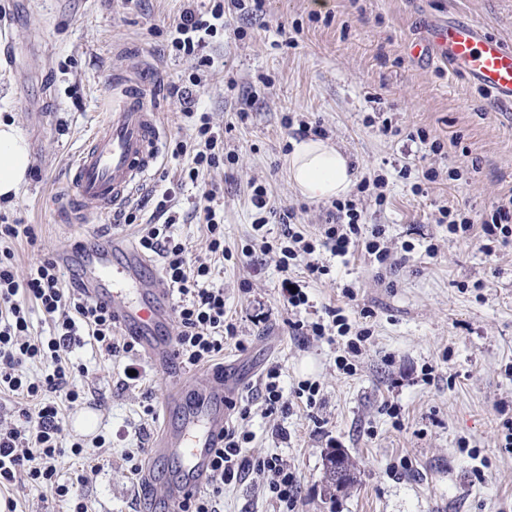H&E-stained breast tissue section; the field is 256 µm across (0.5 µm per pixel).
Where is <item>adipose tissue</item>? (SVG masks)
Listing matches in <instances>:
<instances>
[{
    "mask_svg": "<svg viewBox=\"0 0 512 512\" xmlns=\"http://www.w3.org/2000/svg\"><path fill=\"white\" fill-rule=\"evenodd\" d=\"M30 167L24 136L13 124L0 122V197L15 195ZM289 173L293 186L302 195L318 200L346 195L354 178L348 156L319 139L294 144Z\"/></svg>",
    "mask_w": 512,
    "mask_h": 512,
    "instance_id": "adipose-tissue-1",
    "label": "adipose tissue"
}]
</instances>
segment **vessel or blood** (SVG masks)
I'll list each match as a JSON object with an SVG mask.
<instances>
[{
  "label": "vessel or blood",
  "instance_id": "vessel-or-blood-1",
  "mask_svg": "<svg viewBox=\"0 0 512 512\" xmlns=\"http://www.w3.org/2000/svg\"><path fill=\"white\" fill-rule=\"evenodd\" d=\"M409 54L423 64L443 63L450 74L467 78L512 112V47L483 26L456 20L433 24L429 39L411 43ZM114 84L118 93L107 120L68 164L71 221L125 208L161 153L164 129L154 84L143 74L115 76ZM62 263L77 269L79 287L88 298L110 304L118 328L140 343L156 367L171 368L170 290L148 259L116 234L110 249L89 251L77 244L64 254ZM200 383L193 393L174 391L163 407V432L150 448L155 460L176 458L184 463L181 481L168 491L172 512H179L208 482L212 451L224 440L228 382L210 373Z\"/></svg>",
  "mask_w": 512,
  "mask_h": 512
}]
</instances>
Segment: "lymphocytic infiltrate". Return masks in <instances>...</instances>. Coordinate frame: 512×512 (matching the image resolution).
<instances>
[{
    "label": "lymphocytic infiltrate",
    "instance_id": "f902f5d3",
    "mask_svg": "<svg viewBox=\"0 0 512 512\" xmlns=\"http://www.w3.org/2000/svg\"><path fill=\"white\" fill-rule=\"evenodd\" d=\"M264 0H187L177 22L169 31L170 47L175 55L192 60L195 72L188 85L174 88L173 93L186 107L184 115L195 129L193 142L177 141L172 158L191 155L192 163L184 171L190 181H197L201 171L219 167L224 160V129L214 124L208 113L193 111V89L201 83V72L212 65L203 55L206 37L224 24L225 8H233L247 16L263 10ZM387 180L383 175L362 177L345 198L333 200L326 210L324 224L318 236H309L300 224L295 208L278 213L283 229L278 237L263 241L262 254H275L283 275L281 294L292 311L309 307V297L297 289L295 271L304 267L309 277L328 275L326 257L345 258L353 250L362 249L378 263H386L391 251L386 243L384 225L364 222V200H374L377 206L387 202ZM176 193L165 189L155 206L160 224L143 228L138 246L141 252L160 256L163 277L176 294L173 305L177 334L175 357L185 368L212 365L224 353V343L236 339L239 327L224 312V290L214 286V272L209 262L191 260L188 249L171 233L180 218ZM439 223L448 227L456 240L479 236L486 253L512 243V192L504 194L489 213L474 217L464 207H444L439 211ZM28 224H0V391H8L24 399L18 410L17 424L0 426V485L19 478L35 483H51L57 474L56 462L62 451L84 458L86 450L80 441L62 448L63 413L60 406L46 400V393H64L68 403L82 399L83 393L74 386L78 366L68 357L70 349L91 340L99 350L113 357L126 359L127 367L139 370L133 360L135 343L116 337L112 313L106 306L89 301L78 288L63 285L64 276L58 258L50 257L30 266L26 275H19L12 245L15 241L33 239ZM27 295L52 321L49 335L31 332L29 311L19 300ZM329 322L293 321L291 327L301 335L317 340L335 341L345 338L346 353L357 355L361 344L370 336L368 327L352 324L343 309H329ZM33 363L51 365L50 373L32 379L23 368ZM249 432L235 426L224 429V442L213 451L212 478L206 490L197 492L186 501L182 512H221L220 496L226 485L248 477L260 479L272 498L293 508L298 495L296 477L281 458L250 459L243 453L249 443Z\"/></svg>",
    "mask_w": 512,
    "mask_h": 512
}]
</instances>
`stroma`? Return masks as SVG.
Here are the masks:
<instances>
[{"label":"stroma","instance_id":"35a3bbf8","mask_svg":"<svg viewBox=\"0 0 512 512\" xmlns=\"http://www.w3.org/2000/svg\"><path fill=\"white\" fill-rule=\"evenodd\" d=\"M184 6L185 0H0V120L18 127L31 157L26 182L0 202V217L33 225L37 236L15 242L19 271L78 241L107 245L115 227L136 239L140 223L155 218L153 192L177 183L180 219L173 232L191 257H207L206 227L193 202L202 185L221 186L216 202L232 257L217 260L216 284L242 339L225 345L224 370L238 400L258 386L270 363L281 369L287 413L265 416L256 400L241 423L252 435L248 458L281 457L296 475L294 512H512V447L502 427L512 416V244L489 255L477 241L452 240L436 222L441 207L459 203L480 214L512 190V118L463 78L444 67L421 68L407 51L431 20L448 17L479 22L512 44V0H327L322 9L315 0H266L263 15L228 19L204 49L214 66L203 76L198 109L224 127V149L234 152V163L185 186L181 171L191 156H164L132 202L140 223L106 212L85 226L63 221L68 162L105 119L114 74L149 69L165 145L191 140L184 106L169 92L193 72L168 49L169 26ZM287 36L296 47H282ZM228 71L255 88L251 106L226 90ZM242 108L249 113L244 121ZM292 112L321 122L356 175L378 173L388 181L387 204L364 207L368 223L386 228L390 261L382 266L359 251L333 259L334 277L308 282L311 306L300 313L311 322L334 307L353 317L368 311L372 334L349 372L338 366L342 345L289 329L275 259L241 254L254 242L250 179L266 183L276 206L307 204L300 220L309 233L325 219L327 200L305 199L289 179L284 146L292 132L282 118ZM386 119L394 134L381 132ZM420 129L443 142L441 154L409 141ZM466 158L473 169L449 180V170ZM404 166L410 178L400 177ZM430 167L439 172L437 182L415 193ZM430 242L438 246L433 258L425 253ZM347 284L353 297L343 294ZM258 309L271 314L259 327L250 320ZM72 356L87 368L76 380L85 398L64 408L62 441L89 442L99 434L107 443L87 460L61 456L56 484L21 479L0 491V502L14 501L16 512H66L57 484L72 483L93 464L96 472L80 488L89 512H144L128 456L162 428L174 386H192L199 372L183 368L174 379L146 361L143 380L126 386L124 361L89 345ZM304 381L320 388L316 407L295 395ZM393 404L400 419L387 412ZM87 411L98 422L83 435L71 422ZM279 427L287 438L276 436ZM333 446L349 454L358 473L352 487L330 495L324 464ZM223 510L279 512V506L250 478L225 487Z\"/></svg>","mask_w":512,"mask_h":512}]
</instances>
